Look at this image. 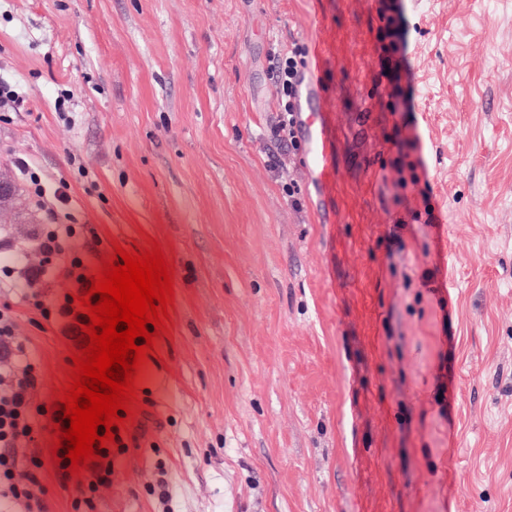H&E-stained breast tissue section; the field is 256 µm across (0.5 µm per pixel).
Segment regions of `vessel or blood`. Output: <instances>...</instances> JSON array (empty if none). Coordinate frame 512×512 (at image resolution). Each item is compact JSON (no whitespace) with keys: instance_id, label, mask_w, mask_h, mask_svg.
<instances>
[{"instance_id":"obj_1","label":"vessel or blood","mask_w":512,"mask_h":512,"mask_svg":"<svg viewBox=\"0 0 512 512\" xmlns=\"http://www.w3.org/2000/svg\"><path fill=\"white\" fill-rule=\"evenodd\" d=\"M322 94L318 84L304 80L299 92L297 112L300 129L308 144L307 165L320 183L330 178L329 144L323 121V114L316 104Z\"/></svg>"}]
</instances>
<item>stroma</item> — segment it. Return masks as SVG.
I'll list each match as a JSON object with an SVG mask.
<instances>
[{
  "instance_id": "obj_1",
  "label": "stroma",
  "mask_w": 512,
  "mask_h": 512,
  "mask_svg": "<svg viewBox=\"0 0 512 512\" xmlns=\"http://www.w3.org/2000/svg\"><path fill=\"white\" fill-rule=\"evenodd\" d=\"M382 2L0 0V255L46 221L23 157L67 181L90 273L155 240L174 270L102 512H512V0H396L410 112ZM297 45L324 189L272 133ZM16 322L54 401L75 341ZM386 20L385 27L387 34L379 37V62L384 75H386L392 85V94L400 97V102L403 106V112H410L412 110L413 89L411 82H407L405 87L400 84L401 77L399 73V61L396 55L401 53L405 48V39L400 36L399 26L390 17L382 16ZM394 27L391 29L392 25ZM388 39V42L386 41ZM389 70V73H386Z\"/></svg>"
}]
</instances>
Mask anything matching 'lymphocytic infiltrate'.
I'll use <instances>...</instances> for the list:
<instances>
[{
	"mask_svg": "<svg viewBox=\"0 0 512 512\" xmlns=\"http://www.w3.org/2000/svg\"><path fill=\"white\" fill-rule=\"evenodd\" d=\"M404 48L399 30L389 29L379 45V62L388 73L393 94L399 96L408 112L412 109L413 89L401 86L397 60ZM273 72L281 87V118L274 135L293 142L297 139V96L306 73L302 51L297 49L288 57L276 59ZM15 168L47 222L31 237L39 262L24 259L19 266L0 267V507L5 512H51L42 478L45 463L37 446L43 435L51 433L58 415L47 412L45 405L33 399L41 371L28 345L15 336V309L20 305L33 308L46 322L62 323L66 335H80L79 324L84 317L76 297L89 283L84 256L97 242L86 238L83 226L61 223L60 216L70 203L66 181L47 189L26 159H16ZM61 278L71 283V290L46 300L45 289ZM128 448V433L117 430L114 443L102 449L101 462L95 463L80 486L73 512H98V490L112 481L111 459Z\"/></svg>",
	"mask_w": 512,
	"mask_h": 512,
	"instance_id": "1",
	"label": "lymphocytic infiltrate"
}]
</instances>
